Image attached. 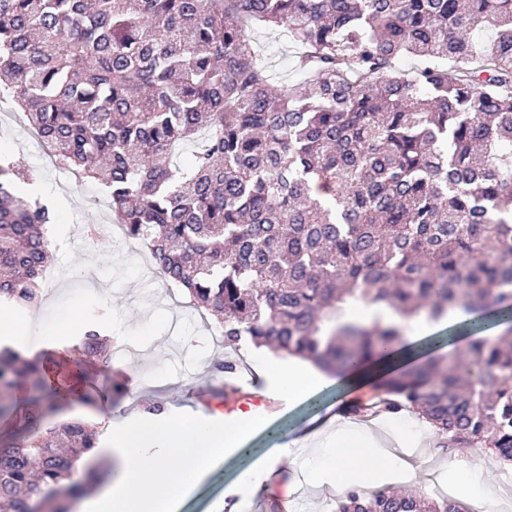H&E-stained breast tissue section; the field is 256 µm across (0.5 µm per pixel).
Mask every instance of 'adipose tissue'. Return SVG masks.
I'll return each mask as SVG.
<instances>
[{
  "instance_id": "adipose-tissue-1",
  "label": "adipose tissue",
  "mask_w": 512,
  "mask_h": 512,
  "mask_svg": "<svg viewBox=\"0 0 512 512\" xmlns=\"http://www.w3.org/2000/svg\"><path fill=\"white\" fill-rule=\"evenodd\" d=\"M350 317L363 324L378 319L395 326L409 343L426 326L423 317L406 318L391 309L362 303L351 307ZM254 369L288 403L309 398L329 381L327 372L310 360L280 358L266 351L259 353ZM251 432L244 422L235 433H227L202 410L175 413L161 423L111 421L108 443L96 448L92 456L94 493L84 499V512H171L220 469L227 451L244 453ZM288 456L310 471L328 473L344 489L364 487L372 474L394 464L412 472L419 467L401 449L385 452L373 447L368 429L344 420L300 439L298 448H276L257 460L241 481L240 492L252 494L270 483L276 463Z\"/></svg>"
}]
</instances>
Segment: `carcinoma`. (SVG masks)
Here are the masks:
<instances>
[{"label": "carcinoma", "mask_w": 512, "mask_h": 512, "mask_svg": "<svg viewBox=\"0 0 512 512\" xmlns=\"http://www.w3.org/2000/svg\"><path fill=\"white\" fill-rule=\"evenodd\" d=\"M491 28L477 44L470 33ZM299 47V83L270 84L259 31ZM417 62L413 74L395 61ZM0 84L60 166L95 182L163 279L245 338L332 373L400 340L345 320L354 303L404 317L512 319V0H0ZM0 160V302L39 306L53 207ZM72 374L0 348V417L19 385L25 428L0 438V512H74L77 461L98 445L50 420ZM379 384L391 413L445 448L512 463V336L460 354L414 345ZM336 512H468L446 496L349 489Z\"/></svg>", "instance_id": "carcinoma-1"}]
</instances>
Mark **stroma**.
Returning a JSON list of instances; mask_svg holds the SVG:
<instances>
[{
    "label": "stroma",
    "mask_w": 512,
    "mask_h": 512,
    "mask_svg": "<svg viewBox=\"0 0 512 512\" xmlns=\"http://www.w3.org/2000/svg\"><path fill=\"white\" fill-rule=\"evenodd\" d=\"M14 110L13 103L0 105V151L36 172L38 184L54 202L56 229L52 274L43 280L42 303L34 311L13 315L19 330L31 324L37 328L35 337L21 343V351L69 371L53 344H74L89 315L104 321L116 346L125 345L129 335L140 337L134 353L113 358L110 366L83 367L90 392L101 391L109 382L119 384L108 403L74 406L64 411V418L95 425L103 418L143 415L150 403L170 411L200 399L211 406L223 404L228 397L225 376L213 366L238 354L250 356L251 342L242 341L236 353L214 340L210 317L196 310L188 295L165 286L146 250H123L109 235L90 241L83 226L100 219L99 188L81 181L74 171L58 169L25 116ZM378 395L374 388L355 391L335 381L293 405L269 401L273 416L253 434L252 455L227 457L223 468L186 499L179 512H252L268 501V493L246 496L237 487L255 459L268 456L286 440L326 427L347 403ZM278 469L282 480H297L296 494L306 512H333L339 495L335 486L314 484L308 472L293 465L282 463Z\"/></svg>",
    "instance_id": "obj_1"
}]
</instances>
